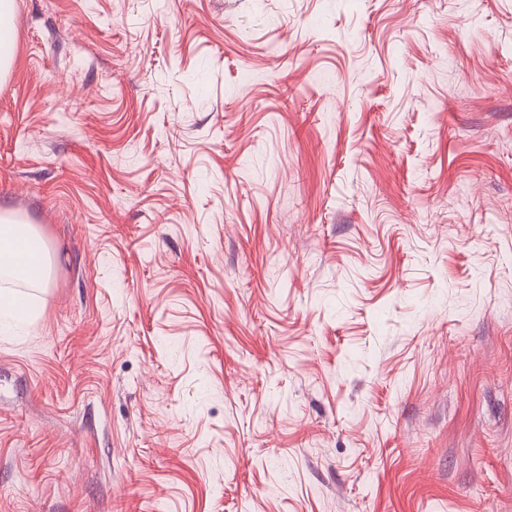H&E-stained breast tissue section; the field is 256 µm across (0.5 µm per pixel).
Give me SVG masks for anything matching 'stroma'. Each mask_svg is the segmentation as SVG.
Returning a JSON list of instances; mask_svg holds the SVG:
<instances>
[{
  "label": "stroma",
  "instance_id": "1",
  "mask_svg": "<svg viewBox=\"0 0 512 512\" xmlns=\"http://www.w3.org/2000/svg\"><path fill=\"white\" fill-rule=\"evenodd\" d=\"M0 512H512V0H14ZM0 276L6 269H11L12 263L26 251L31 250L32 261L29 268H25L27 278L44 283L47 280L49 264L45 265L40 250L34 252L30 243L39 241L37 234L30 224L20 223L9 217L6 211L0 215ZM25 308L24 297L15 293L14 291L1 288L0 290V333L2 327H6L3 318L10 316L13 318L19 317Z\"/></svg>",
  "mask_w": 512,
  "mask_h": 512
}]
</instances>
